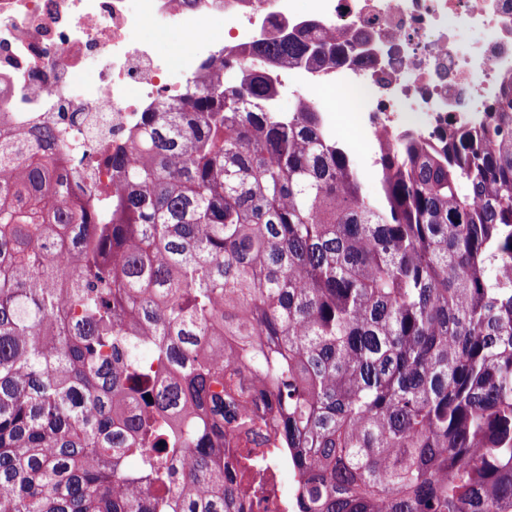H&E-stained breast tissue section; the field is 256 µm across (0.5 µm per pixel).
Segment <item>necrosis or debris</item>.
<instances>
[{"mask_svg": "<svg viewBox=\"0 0 512 512\" xmlns=\"http://www.w3.org/2000/svg\"><path fill=\"white\" fill-rule=\"evenodd\" d=\"M0 0V130L50 124L86 158L81 188L112 181L91 157L100 144L126 146L141 113L175 104L192 86L210 85V62L275 34L332 35L353 46L346 62L273 66L280 96L320 113L331 128L332 93H353L377 150L381 131L428 126L448 113L484 111L501 77L512 73V0ZM180 37L161 54L141 31ZM480 32L462 47L458 31ZM94 79L77 81L85 69Z\"/></svg>", "mask_w": 512, "mask_h": 512, "instance_id": "obj_1", "label": "necrosis or debris"}]
</instances>
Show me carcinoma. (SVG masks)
Returning <instances> with one entry per match:
<instances>
[{
    "label": "carcinoma",
    "instance_id": "cac0c4a2",
    "mask_svg": "<svg viewBox=\"0 0 512 512\" xmlns=\"http://www.w3.org/2000/svg\"><path fill=\"white\" fill-rule=\"evenodd\" d=\"M344 55L222 62L142 113L110 188L69 193L54 127L0 136V512H245L272 464L287 512H512V76L396 128L371 200L253 66Z\"/></svg>",
    "mask_w": 512,
    "mask_h": 512
}]
</instances>
